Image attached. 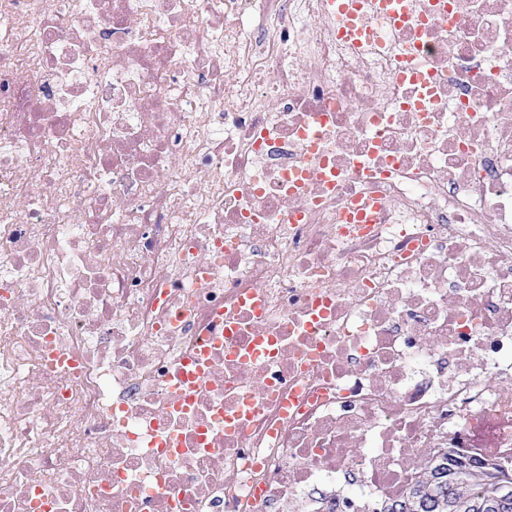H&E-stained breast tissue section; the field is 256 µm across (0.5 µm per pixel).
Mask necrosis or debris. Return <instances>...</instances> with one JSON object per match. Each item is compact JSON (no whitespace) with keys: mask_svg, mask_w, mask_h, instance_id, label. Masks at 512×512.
Returning a JSON list of instances; mask_svg holds the SVG:
<instances>
[{"mask_svg":"<svg viewBox=\"0 0 512 512\" xmlns=\"http://www.w3.org/2000/svg\"><path fill=\"white\" fill-rule=\"evenodd\" d=\"M353 2L0 0V512L512 453V0Z\"/></svg>","mask_w":512,"mask_h":512,"instance_id":"necrosis-or-debris-1","label":"necrosis or debris"}]
</instances>
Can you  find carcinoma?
<instances>
[{
    "instance_id": "carcinoma-1",
    "label": "carcinoma",
    "mask_w": 512,
    "mask_h": 512,
    "mask_svg": "<svg viewBox=\"0 0 512 512\" xmlns=\"http://www.w3.org/2000/svg\"><path fill=\"white\" fill-rule=\"evenodd\" d=\"M458 452L447 449L432 459L421 477L407 494L389 505L383 512H469V503L492 494L512 496V480L506 470L511 461L477 462L473 470L454 469Z\"/></svg>"
}]
</instances>
